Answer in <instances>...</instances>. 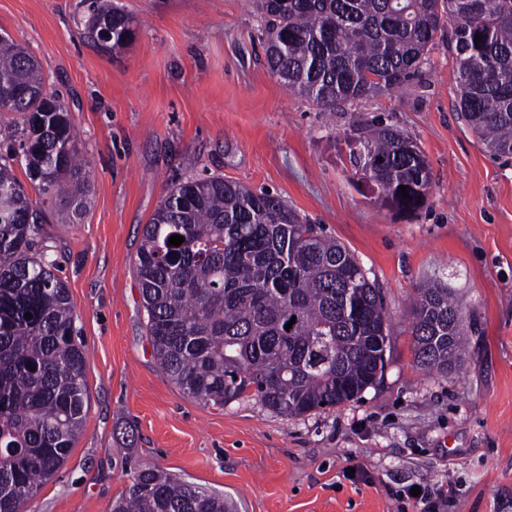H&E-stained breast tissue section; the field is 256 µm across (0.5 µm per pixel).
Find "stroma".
Masks as SVG:
<instances>
[{"label":"stroma","mask_w":512,"mask_h":512,"mask_svg":"<svg viewBox=\"0 0 512 512\" xmlns=\"http://www.w3.org/2000/svg\"><path fill=\"white\" fill-rule=\"evenodd\" d=\"M140 26L125 48L91 40L81 0H0V34L25 43L70 107L90 162L81 221L45 205L86 350L89 410L63 468L27 512H110L136 468L234 498L238 512H420L410 486L452 482L433 512H512V165L458 118L447 32L402 91L326 111L266 62L247 0H116ZM382 123L424 152L426 204L404 215L356 173L349 144ZM221 176L265 189L336 238L380 289L382 378L303 416L184 396L156 361L136 256L175 182ZM439 282L467 315L460 369L429 373L408 332L416 288ZM360 468L366 479L348 472Z\"/></svg>","instance_id":"1"}]
</instances>
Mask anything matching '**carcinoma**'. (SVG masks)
I'll return each instance as SVG.
<instances>
[{
	"mask_svg": "<svg viewBox=\"0 0 512 512\" xmlns=\"http://www.w3.org/2000/svg\"><path fill=\"white\" fill-rule=\"evenodd\" d=\"M83 3L90 38L112 49L134 39L133 19L112 0ZM253 3L273 76L329 110L400 89L448 27L460 118L492 159L512 160V0ZM0 112L14 115L0 125V512H23L68 461L88 391L69 289L41 243L46 216L13 163L23 157L34 188L74 219L89 188L70 111L46 88L28 47L7 35L0 36ZM360 163L371 164L395 211L425 205L430 170L410 137L386 125L369 129ZM401 185L409 197L398 194ZM173 235L184 242L169 244ZM137 271L157 362L205 406L250 397L301 416L355 400L383 376L389 320L380 290L347 247L270 192L220 176L175 183L144 227ZM410 333L422 369L461 366L468 332L447 288L417 289ZM112 512L229 509L221 494L140 467Z\"/></svg>",
	"mask_w": 512,
	"mask_h": 512,
	"instance_id": "1",
	"label": "carcinoma"
}]
</instances>
